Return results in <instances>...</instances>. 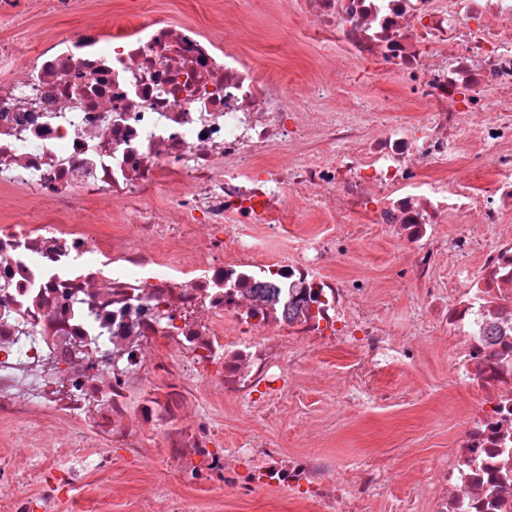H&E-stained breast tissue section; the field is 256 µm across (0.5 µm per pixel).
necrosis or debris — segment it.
I'll return each mask as SVG.
<instances>
[{"label": "necrosis or debris", "mask_w": 512, "mask_h": 512, "mask_svg": "<svg viewBox=\"0 0 512 512\" xmlns=\"http://www.w3.org/2000/svg\"><path fill=\"white\" fill-rule=\"evenodd\" d=\"M288 24L319 47V77L262 76L232 29L151 17L0 46V187L55 215L0 222V435L29 450L0 463L14 512L109 499L111 483L83 479L116 448L144 465L164 448L183 483L275 487L315 512H369L399 483L387 459L331 474L263 439L225 447L212 417L214 395L251 413L255 392L287 394L314 345L360 346L347 398L361 408L415 354L363 281L331 275L340 237L276 256L254 240L257 225L281 239L301 207L396 234L416 335L459 344L449 376L477 409L426 512H512V232L497 230L512 213V0H288ZM463 154L481 184L444 178ZM90 199L122 220L99 223ZM449 252L480 264L444 288Z\"/></svg>", "instance_id": "1"}]
</instances>
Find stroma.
I'll return each instance as SVG.
<instances>
[{
  "instance_id": "1",
  "label": "stroma",
  "mask_w": 512,
  "mask_h": 512,
  "mask_svg": "<svg viewBox=\"0 0 512 512\" xmlns=\"http://www.w3.org/2000/svg\"><path fill=\"white\" fill-rule=\"evenodd\" d=\"M31 0H15L10 21H0V43L28 48L77 33L81 14L32 11ZM108 30L134 25L139 13L166 18L172 24L191 22L207 32H219L238 13V0H88ZM279 6L269 15L251 14L241 26L235 49L255 59L274 77L308 80L315 76L318 49L302 38L288 39ZM336 232L342 240L357 236V243L336 259L338 277L366 280L371 302L382 326L394 341L412 339L414 295L402 272L401 245L379 224H292L289 243ZM452 342L438 330L420 342L414 362L390 367L377 387L392 392L391 400L361 409L344 399L345 372L360 356L356 345L339 343L310 349L293 388L268 412L246 416L231 400L213 403L211 411L224 433V445L238 448L254 439H268L287 456L315 455L331 466H346L372 457L397 462L404 481L393 495L375 498L372 512H393V496H411L425 503L432 491L428 477L447 460L463 431L462 410L472 401L464 390H449L448 362ZM113 492L107 512H141L140 488L147 481L164 482L174 497L192 498L196 512H305L303 505L276 489L242 496L201 484L188 487L160 465L129 464L121 449H113Z\"/></svg>"
}]
</instances>
